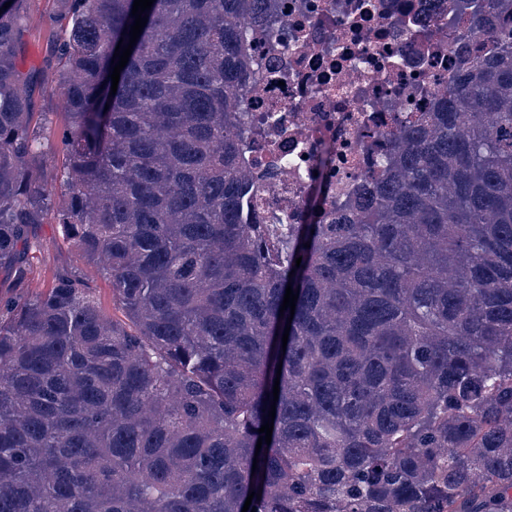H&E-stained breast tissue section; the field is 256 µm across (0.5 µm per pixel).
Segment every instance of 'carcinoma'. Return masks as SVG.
Instances as JSON below:
<instances>
[{"instance_id": "1", "label": "carcinoma", "mask_w": 512, "mask_h": 512, "mask_svg": "<svg viewBox=\"0 0 512 512\" xmlns=\"http://www.w3.org/2000/svg\"><path fill=\"white\" fill-rule=\"evenodd\" d=\"M52 2L56 198L23 0H0V276L27 281L52 211L124 320L67 275L0 303V512H242L250 492L256 512H512L501 0H459L497 52L463 60L439 109L395 137L371 196L335 210L319 189L285 229L242 217L257 187L239 89L271 0H154L114 95L134 0Z\"/></svg>"}]
</instances>
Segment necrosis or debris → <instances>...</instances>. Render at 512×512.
Wrapping results in <instances>:
<instances>
[{"instance_id":"4bbe7bcc","label":"necrosis or debris","mask_w":512,"mask_h":512,"mask_svg":"<svg viewBox=\"0 0 512 512\" xmlns=\"http://www.w3.org/2000/svg\"><path fill=\"white\" fill-rule=\"evenodd\" d=\"M456 0H274L250 35L240 96L255 133L242 160L263 188L251 223L300 224L312 188L330 202L369 187L394 133L434 111L463 58L492 37L448 28Z\"/></svg>"}]
</instances>
